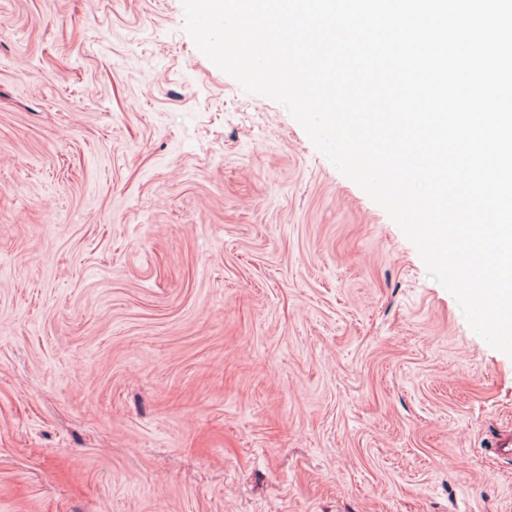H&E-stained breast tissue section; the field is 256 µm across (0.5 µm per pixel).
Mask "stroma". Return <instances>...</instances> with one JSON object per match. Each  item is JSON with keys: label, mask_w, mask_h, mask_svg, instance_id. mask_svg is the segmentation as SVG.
Instances as JSON below:
<instances>
[{"label": "stroma", "mask_w": 512, "mask_h": 512, "mask_svg": "<svg viewBox=\"0 0 512 512\" xmlns=\"http://www.w3.org/2000/svg\"><path fill=\"white\" fill-rule=\"evenodd\" d=\"M512 357L181 0H0V512H512Z\"/></svg>", "instance_id": "stroma-1"}]
</instances>
